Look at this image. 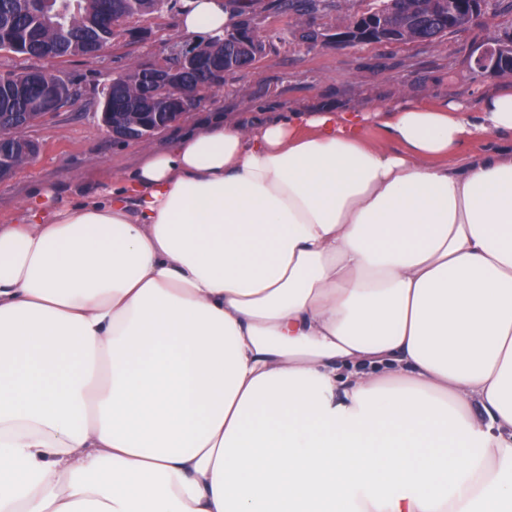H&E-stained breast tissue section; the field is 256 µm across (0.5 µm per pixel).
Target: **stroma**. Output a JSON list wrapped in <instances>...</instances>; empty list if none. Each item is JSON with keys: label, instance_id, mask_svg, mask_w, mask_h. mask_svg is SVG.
I'll use <instances>...</instances> for the list:
<instances>
[{"label": "stroma", "instance_id": "obj_1", "mask_svg": "<svg viewBox=\"0 0 512 512\" xmlns=\"http://www.w3.org/2000/svg\"><path fill=\"white\" fill-rule=\"evenodd\" d=\"M238 19H249L269 32L265 53L249 69L224 77V86L187 112L179 124L137 143L112 139L100 120L95 97L104 83L136 62L165 58L173 41L183 40L178 18L185 0H172L162 18L130 20L145 39L117 38L94 58L31 59L0 51V73L42 68L59 76L78 94L76 103L46 116L26 131L39 141V155L13 177L0 180V224H17L39 191L51 190L52 203H77L101 195L113 180L129 173L145 156L157 152L180 130L197 126L219 112L225 121L275 117L288 111L331 106L358 111L370 106L418 100H451L479 107L491 92H512V75L475 74L474 47L487 35L512 28V14L482 18L480 25L433 44H361L347 48L310 47L303 27L333 30L370 10L373 0H336V6L304 16L302 25L279 15L276 0H224Z\"/></svg>", "mask_w": 512, "mask_h": 512}]
</instances>
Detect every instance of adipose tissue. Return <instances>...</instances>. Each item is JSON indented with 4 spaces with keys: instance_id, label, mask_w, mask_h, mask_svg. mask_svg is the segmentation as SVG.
I'll list each match as a JSON object with an SVG mask.
<instances>
[{
    "instance_id": "ef3b65f1",
    "label": "adipose tissue",
    "mask_w": 512,
    "mask_h": 512,
    "mask_svg": "<svg viewBox=\"0 0 512 512\" xmlns=\"http://www.w3.org/2000/svg\"><path fill=\"white\" fill-rule=\"evenodd\" d=\"M491 133L512 93L217 114L0 224V512H512V148L465 150Z\"/></svg>"
}]
</instances>
